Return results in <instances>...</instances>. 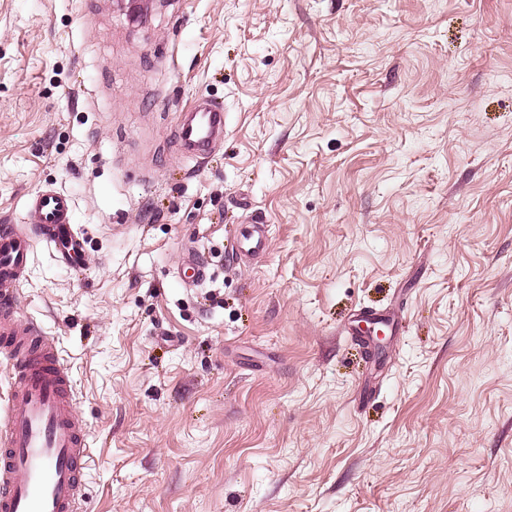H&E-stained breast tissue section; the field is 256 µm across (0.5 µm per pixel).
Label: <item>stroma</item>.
<instances>
[{"label": "stroma", "instance_id": "stroma-1", "mask_svg": "<svg viewBox=\"0 0 512 512\" xmlns=\"http://www.w3.org/2000/svg\"><path fill=\"white\" fill-rule=\"evenodd\" d=\"M49 188L82 268L37 243L17 310L81 512H512V0H0V225ZM364 309L401 318L376 364ZM177 125V139L197 161L208 155L224 137V108L209 101L196 103ZM267 249V237L264 224L257 221L247 222L240 231V256L257 258Z\"/></svg>", "mask_w": 512, "mask_h": 512}]
</instances>
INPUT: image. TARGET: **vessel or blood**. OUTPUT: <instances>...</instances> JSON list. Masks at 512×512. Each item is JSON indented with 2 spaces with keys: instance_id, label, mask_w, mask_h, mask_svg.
Returning a JSON list of instances; mask_svg holds the SVG:
<instances>
[{
  "instance_id": "b4317fda",
  "label": "vessel or blood",
  "mask_w": 512,
  "mask_h": 512,
  "mask_svg": "<svg viewBox=\"0 0 512 512\" xmlns=\"http://www.w3.org/2000/svg\"><path fill=\"white\" fill-rule=\"evenodd\" d=\"M177 139L193 159L208 155L224 137V109L205 101L187 109ZM40 217L35 231L0 227V352L14 359L13 388L0 425V512H78L81 476L90 456L87 426L77 414L69 370L36 321L17 317L13 289L29 263L33 244H54L59 260L78 265L84 240L72 225L70 198L53 189L32 195ZM267 249L263 224L240 231V253L257 258Z\"/></svg>"
}]
</instances>
